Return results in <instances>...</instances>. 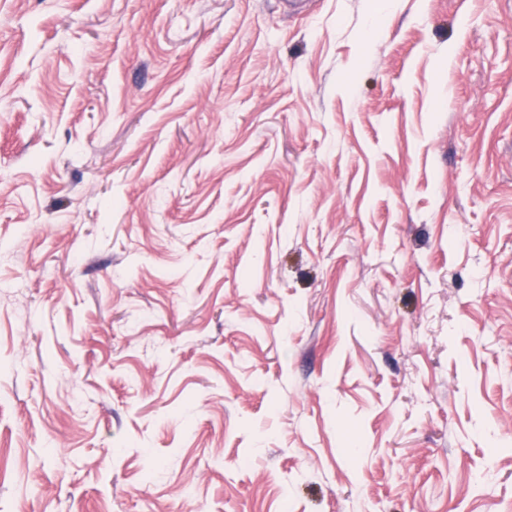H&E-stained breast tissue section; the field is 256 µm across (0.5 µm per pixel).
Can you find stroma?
I'll list each match as a JSON object with an SVG mask.
<instances>
[{"mask_svg": "<svg viewBox=\"0 0 512 512\" xmlns=\"http://www.w3.org/2000/svg\"><path fill=\"white\" fill-rule=\"evenodd\" d=\"M0 512H512V0H0Z\"/></svg>", "mask_w": 512, "mask_h": 512, "instance_id": "35a3bbf8", "label": "stroma"}]
</instances>
